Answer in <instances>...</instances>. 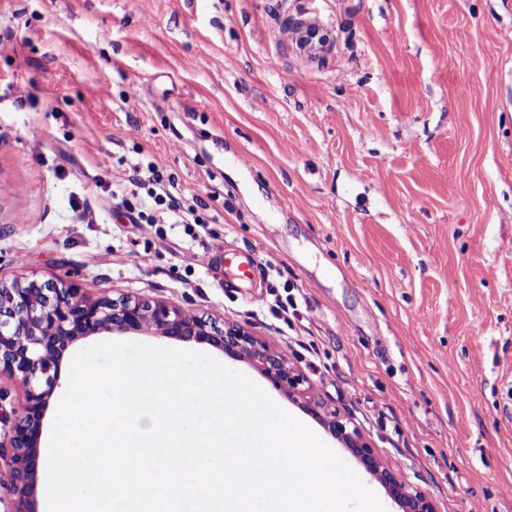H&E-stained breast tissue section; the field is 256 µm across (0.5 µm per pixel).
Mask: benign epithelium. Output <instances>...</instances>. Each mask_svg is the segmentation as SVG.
Listing matches in <instances>:
<instances>
[{
    "label": "benign epithelium",
    "mask_w": 512,
    "mask_h": 512,
    "mask_svg": "<svg viewBox=\"0 0 512 512\" xmlns=\"http://www.w3.org/2000/svg\"><path fill=\"white\" fill-rule=\"evenodd\" d=\"M302 51L315 54L325 44L314 25L295 26ZM150 332L184 343L206 344L235 361L248 360L275 388L296 400L305 396L307 411L321 420L348 452L398 505L400 512H437L434 498L408 481L376 452L339 412L306 396L303 377L285 356L237 324H218L158 299L123 295L91 300L65 279L39 283L16 279L0 282V374L18 377L24 387L22 407L7 413L0 407V452H10L13 512H38L39 474L47 467L42 453L43 422L58 385L63 352L95 334Z\"/></svg>",
    "instance_id": "benign-epithelium-1"
}]
</instances>
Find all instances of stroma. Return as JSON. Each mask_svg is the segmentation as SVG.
<instances>
[{
  "label": "stroma",
  "instance_id": "1",
  "mask_svg": "<svg viewBox=\"0 0 512 512\" xmlns=\"http://www.w3.org/2000/svg\"><path fill=\"white\" fill-rule=\"evenodd\" d=\"M140 160L195 236L110 201ZM17 278L241 325L439 512H512V0H0ZM296 44L300 41V50L315 54L325 44L324 36L320 35L319 29L314 25L298 24L295 26Z\"/></svg>",
  "mask_w": 512,
  "mask_h": 512
}]
</instances>
